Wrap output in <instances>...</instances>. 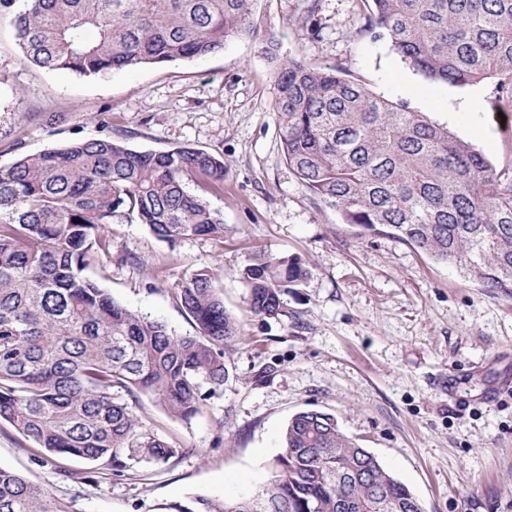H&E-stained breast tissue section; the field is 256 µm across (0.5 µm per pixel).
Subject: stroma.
I'll return each mask as SVG.
<instances>
[{"label": "stroma", "mask_w": 512, "mask_h": 512, "mask_svg": "<svg viewBox=\"0 0 512 512\" xmlns=\"http://www.w3.org/2000/svg\"><path fill=\"white\" fill-rule=\"evenodd\" d=\"M365 0H256L255 19L275 32L278 55L339 67L349 79L424 112L493 163L512 157V108L495 81L456 87L415 72L389 38L360 27ZM11 13H0V167L16 155L73 140L111 137L138 151L179 146L223 160L224 188L207 194L226 227L223 244H168L142 224L113 220L103 265L88 278L129 308L180 335L194 333L178 282L210 269L244 339L229 377L205 387L191 420L169 418L147 396L135 413L179 453L116 475L106 461L33 447L0 422V466L70 503L72 512H160L204 495L233 500L271 476L282 431L297 412L334 414L424 512H512V297L492 296L456 267L409 244L359 233L307 192L281 150L274 65L249 38L199 60L84 77L25 62ZM31 113L19 122L20 113ZM60 122L49 126L45 114ZM296 257L306 282L275 318L253 315L237 272L255 254ZM95 472L92 482L68 478Z\"/></svg>", "instance_id": "obj_1"}]
</instances>
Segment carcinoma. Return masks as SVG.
<instances>
[{
	"instance_id": "obj_1",
	"label": "carcinoma",
	"mask_w": 512,
	"mask_h": 512,
	"mask_svg": "<svg viewBox=\"0 0 512 512\" xmlns=\"http://www.w3.org/2000/svg\"><path fill=\"white\" fill-rule=\"evenodd\" d=\"M22 57L82 76L200 59L250 38L277 62V122L288 166L311 194L363 232L393 236L450 263L492 296H512V158L496 166L422 112L394 104L336 68L277 56L255 0H0ZM361 31L426 78L464 87L498 79L512 104V0H371ZM191 178L224 184L202 149L140 152L110 137L76 140L0 167V422L38 451L108 459L120 474L179 453L133 412L146 395L170 418L198 411L228 378L242 337L206 270L177 285L194 335H177L115 301L84 275L109 254L105 225L144 224L158 239L224 242V222ZM309 275L297 258L259 254L238 272L251 311L280 315ZM413 493L321 411L295 414L262 490L196 496L166 512H411ZM0 512H71L0 466Z\"/></svg>"
}]
</instances>
